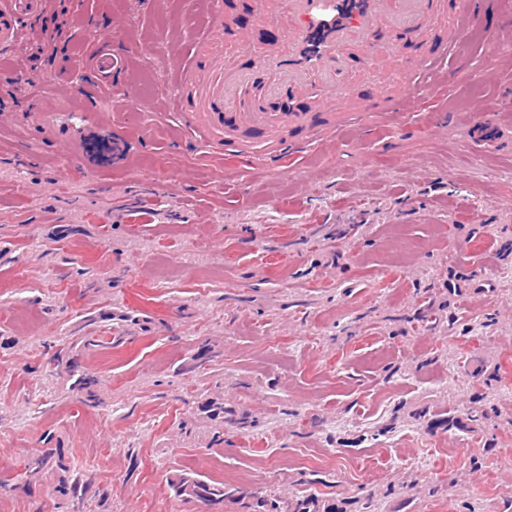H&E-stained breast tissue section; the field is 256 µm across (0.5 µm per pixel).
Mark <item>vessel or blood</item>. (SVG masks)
Listing matches in <instances>:
<instances>
[{"instance_id": "b4317fda", "label": "vessel or blood", "mask_w": 512, "mask_h": 512, "mask_svg": "<svg viewBox=\"0 0 512 512\" xmlns=\"http://www.w3.org/2000/svg\"><path fill=\"white\" fill-rule=\"evenodd\" d=\"M44 0H0V56H16L27 24ZM438 0H255L258 25L288 23L287 46L270 45L256 71H242L221 46L226 19L222 0H213L205 20L187 30L200 65H174L185 97L179 111L188 113L195 142L209 145L242 161L262 159L295 176L298 158L325 144L329 127L325 113L353 116L372 108L369 100L353 97L348 89H333L345 54L364 51L369 66L383 65L391 46L373 48L372 34L380 27L404 29L434 47L419 63L423 83L400 85L397 100L433 94L441 81V61L457 45L456 33L434 41L432 19ZM323 94H310L312 83ZM62 110L52 98H41L34 114L46 128L60 125Z\"/></svg>"}]
</instances>
